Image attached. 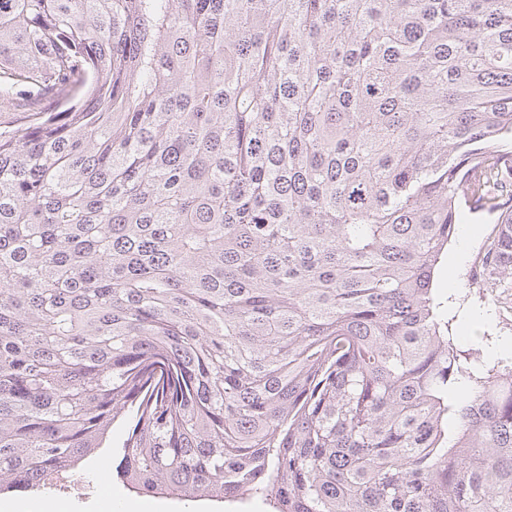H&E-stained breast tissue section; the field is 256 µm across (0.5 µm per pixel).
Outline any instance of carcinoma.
Segmentation results:
<instances>
[{
	"mask_svg": "<svg viewBox=\"0 0 512 512\" xmlns=\"http://www.w3.org/2000/svg\"><path fill=\"white\" fill-rule=\"evenodd\" d=\"M0 492L512 512V0H0ZM476 231L460 251L459 236L448 245L436 281L448 304V331L462 349L481 347L491 358H512V275L501 282L484 281L479 265L495 224L471 220ZM456 275L453 288H443L445 273ZM448 290L450 293H448ZM127 438L126 425L118 420L111 429V448H101L86 466V482L82 485L83 495L76 493H66L64 488H47L38 491L21 492L15 491L0 495V501L9 498L13 501V511H27V505L30 500L39 502L57 501L62 504H68L69 509L66 512H127L126 507L136 505L139 508L136 512H184L183 502L176 496L155 495L140 496L130 493L114 475L112 478V456L113 471L116 465L115 450L121 446ZM113 447V448H112ZM89 481V483H88ZM107 485L111 490V499L107 498L106 489H103L102 495L107 498L103 501L101 496V487Z\"/></svg>",
	"mask_w": 512,
	"mask_h": 512,
	"instance_id": "carcinoma-1",
	"label": "carcinoma"
}]
</instances>
